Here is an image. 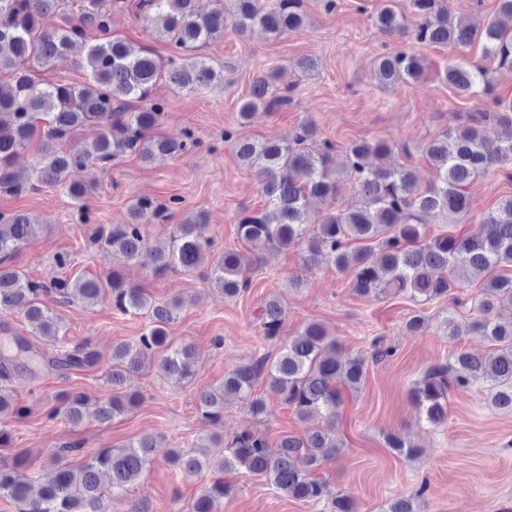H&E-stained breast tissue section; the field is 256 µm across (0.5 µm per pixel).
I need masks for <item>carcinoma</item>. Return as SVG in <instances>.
<instances>
[{"mask_svg":"<svg viewBox=\"0 0 512 512\" xmlns=\"http://www.w3.org/2000/svg\"><path fill=\"white\" fill-rule=\"evenodd\" d=\"M232 12L224 0H215L208 12L196 0H140L139 10L167 39L171 55L157 59L146 47L134 48L112 37L111 0H84L81 11L71 16L66 0H0V186L20 189L12 165L18 153L37 142V183L62 188L79 207H84L91 186L74 179L89 168H104L113 158L134 152L144 161L172 158L194 144L191 135L181 140L154 135L166 104L155 96L165 80L177 89L194 92L221 80L222 74L196 55L203 44L220 37L231 21L245 33L255 27L278 38L307 25L304 0H273L263 8L259 0H233ZM419 23L414 39L421 44H453L463 50L474 41L484 44L485 57L499 66L512 67V0H498L494 16L475 28L452 16L445 0H410ZM377 27L395 36L406 32L405 19L392 4L382 0L375 15ZM89 44L86 66L90 76L83 83L46 82L38 70H47L77 43ZM429 71L426 58L400 51L378 57L374 74L381 86L414 85ZM438 77L461 95L485 96L492 92L486 68L456 62ZM272 74L258 76L238 116L250 119L259 109L271 110L288 103V96H274ZM494 110L461 115L458 125L424 147L435 172L434 180L420 187L415 170L382 161L394 145L382 139H360L345 149L344 174L357 198L356 205L336 207L340 178L334 166L336 146L324 140L317 150L304 144L317 131L310 124L299 127L293 139L236 140L238 158L261 176L260 188L267 199L264 210L239 220L242 250H224L213 256L207 272L211 285L233 298L247 288V271L256 252L303 247L306 265L330 261L350 272L353 288L362 294L408 293L430 302L461 287V278L484 282L485 296L478 316L471 322L473 334L495 346L490 357L457 350L446 366L429 370L412 388L414 403L426 422L441 427L448 420V392L484 384L487 399L498 409L512 411V324L494 316L495 300L512 299V196L500 201L482 220L477 235L441 233L426 235L419 215L442 214L447 222L461 221L471 209L467 187L479 178L512 164V135L501 139L499 127L512 129V102L492 100ZM91 127L96 132L79 153L62 149L63 141ZM154 200L140 197L130 207V222L114 224L102 233L103 245L128 260L155 272L178 267H197L214 242L208 236L204 214L173 225L168 241L151 243L147 231L160 216ZM41 225L22 211L0 213V311L24 315L33 333L47 342L59 339L60 320L39 301L52 293L61 303L79 300L94 307L104 299L123 314H145L150 324L138 343H120L112 349L108 380L112 396L97 411L108 422L139 403L141 394L130 387L145 359L159 355L158 368L180 384L194 375L195 353L191 345H173L168 336L180 303L158 302L131 285L118 273L98 278L54 279L50 285L29 279L7 265L13 254ZM283 307L276 297L263 304L264 335H277ZM98 354L88 343L50 355L23 336L0 337V380L7 382L22 370L34 377L42 371L67 373L93 367ZM365 378V364L336 354V341L318 323H309L274 359L262 356L233 367L218 389L199 392L203 416L212 424L223 418L224 399L233 396L248 403L256 415L266 413V402L253 397L258 381H264L271 397L291 408L305 421L321 415L326 425L306 430L298 437L284 436L276 447L258 433L242 431L227 446L219 470L244 469L264 477L279 493L293 499L323 502L326 512H354L350 498L332 491L323 475L336 458L340 444L335 424L341 390H357ZM86 397L77 391L64 394L61 415L76 426L82 422ZM156 439L142 435L127 447L101 449L81 467L65 457L78 450L69 445L52 454L53 475L31 495V479L18 463L0 462V495L22 505L21 512H110L112 499L128 493L147 467ZM389 447L414 457L418 448L410 440L393 435ZM172 463L182 476L202 473L206 462L194 451L174 450ZM230 486L217 478L204 486L193 512H214L215 502Z\"/></svg>","mask_w":512,"mask_h":512,"instance_id":"obj_1","label":"carcinoma"}]
</instances>
